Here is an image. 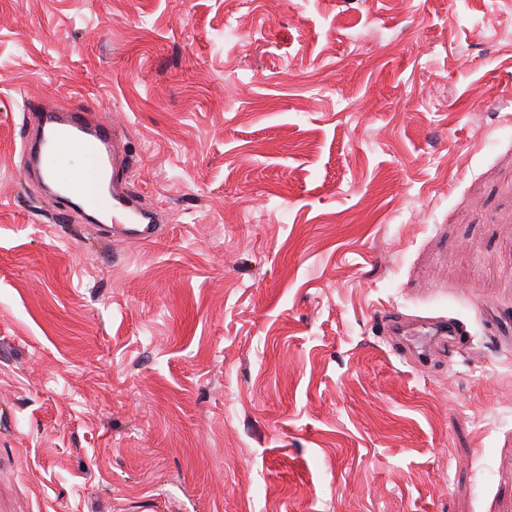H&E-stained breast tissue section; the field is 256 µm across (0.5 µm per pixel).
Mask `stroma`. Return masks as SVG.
I'll return each instance as SVG.
<instances>
[{"instance_id":"1","label":"stroma","mask_w":512,"mask_h":512,"mask_svg":"<svg viewBox=\"0 0 512 512\" xmlns=\"http://www.w3.org/2000/svg\"><path fill=\"white\" fill-rule=\"evenodd\" d=\"M175 215L98 237L24 101ZM453 318L426 368L383 324ZM512 0H0V512H512ZM27 110L32 113L23 152L36 159L38 175L53 187L57 199L73 212L86 207L110 216V229L95 225L111 232L114 240L148 244L157 239L163 215L128 191L125 175L135 161L122 150V136L98 106L40 103L29 104ZM74 147L81 151L84 165L66 168L64 158ZM86 169L90 185L83 183Z\"/></svg>"}]
</instances>
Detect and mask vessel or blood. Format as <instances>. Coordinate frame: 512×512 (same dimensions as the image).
<instances>
[{"mask_svg": "<svg viewBox=\"0 0 512 512\" xmlns=\"http://www.w3.org/2000/svg\"><path fill=\"white\" fill-rule=\"evenodd\" d=\"M30 126L23 152L35 158L38 174L68 208H88L110 217L113 239L133 244L153 242L160 234L162 214L146 207L126 187L125 175L134 165L122 149L123 138L115 126L91 103L32 104ZM78 148L83 167L64 164L68 149ZM386 325L397 338L398 355L425 364L440 344L457 348L466 333L460 322L437 318L411 325L394 315Z\"/></svg>", "mask_w": 512, "mask_h": 512, "instance_id": "obj_1", "label": "vessel or blood"}]
</instances>
